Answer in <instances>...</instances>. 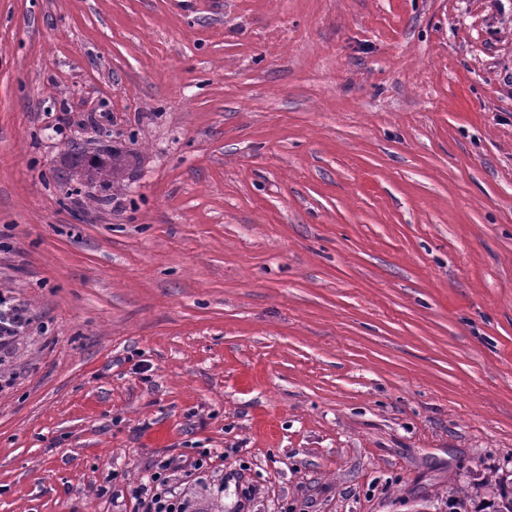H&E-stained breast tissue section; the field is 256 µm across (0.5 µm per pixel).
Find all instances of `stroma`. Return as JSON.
<instances>
[{
	"label": "stroma",
	"mask_w": 512,
	"mask_h": 512,
	"mask_svg": "<svg viewBox=\"0 0 512 512\" xmlns=\"http://www.w3.org/2000/svg\"><path fill=\"white\" fill-rule=\"evenodd\" d=\"M0 294V512H481L512 0H0ZM31 325L27 309L0 295V349L7 347L15 336H19ZM152 483V486L141 484L132 490L136 506L133 512H194L192 501L171 491L162 472L155 473Z\"/></svg>",
	"instance_id": "obj_1"
}]
</instances>
